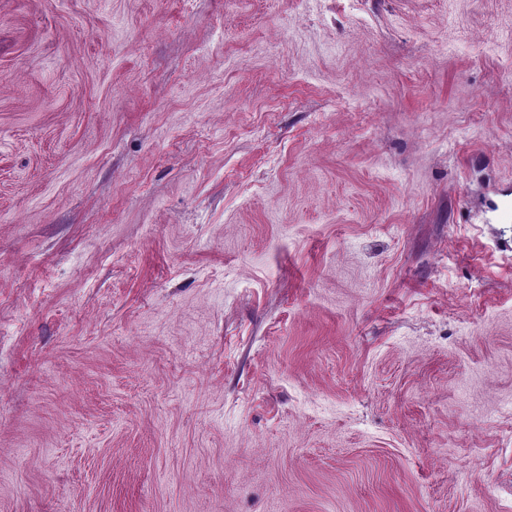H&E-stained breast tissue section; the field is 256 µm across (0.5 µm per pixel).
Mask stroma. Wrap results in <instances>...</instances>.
I'll return each instance as SVG.
<instances>
[{
	"mask_svg": "<svg viewBox=\"0 0 512 512\" xmlns=\"http://www.w3.org/2000/svg\"><path fill=\"white\" fill-rule=\"evenodd\" d=\"M0 512H512V0H0Z\"/></svg>",
	"mask_w": 512,
	"mask_h": 512,
	"instance_id": "obj_1",
	"label": "stroma"
}]
</instances>
